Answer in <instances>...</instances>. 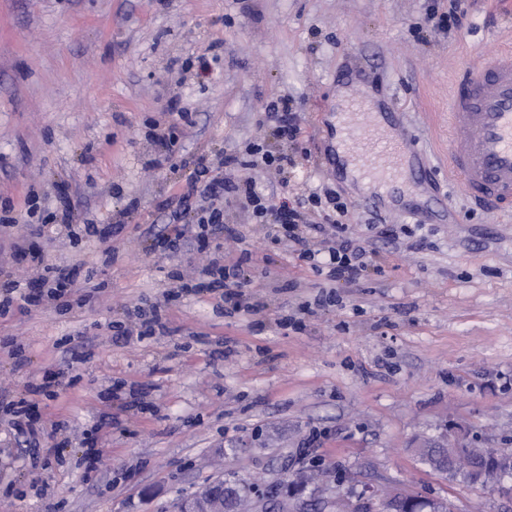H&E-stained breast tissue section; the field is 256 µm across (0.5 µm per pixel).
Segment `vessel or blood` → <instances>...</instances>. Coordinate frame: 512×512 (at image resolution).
Wrapping results in <instances>:
<instances>
[{
    "instance_id": "1",
    "label": "vessel or blood",
    "mask_w": 512,
    "mask_h": 512,
    "mask_svg": "<svg viewBox=\"0 0 512 512\" xmlns=\"http://www.w3.org/2000/svg\"><path fill=\"white\" fill-rule=\"evenodd\" d=\"M369 93L349 103L340 136L361 130L359 149H346L359 180L380 188L378 203L395 201L408 189L416 149L387 131L390 115L370 111ZM448 164L459 187L479 207L512 210V48L469 68L449 102Z\"/></svg>"
}]
</instances>
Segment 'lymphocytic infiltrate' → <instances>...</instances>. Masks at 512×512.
<instances>
[{"label": "lymphocytic infiltrate", "mask_w": 512, "mask_h": 512, "mask_svg": "<svg viewBox=\"0 0 512 512\" xmlns=\"http://www.w3.org/2000/svg\"><path fill=\"white\" fill-rule=\"evenodd\" d=\"M258 124L272 128L283 141L297 143L302 135L301 115L289 99L268 103L258 115ZM294 155L287 151L269 152L262 145H250L245 154L231 153L220 162L199 156L185 177L181 190L171 202L169 222L154 237L156 246L178 250L187 233L214 242V256L202 267L200 277L177 274L180 291L194 295L221 292L225 303L258 313L263 303L254 301L253 280L242 261L225 262V239H239V231L225 222L226 202L237 204L244 215L265 225L273 243H286L291 254L306 262L316 272L327 273L331 281L353 282L372 263L373 252L357 243L343 219L349 213L335 189L325 187L296 199L287 192L259 191L248 172L261 167L276 173L287 172L294 165ZM60 214H47L41 223L32 225L29 236H44L46 226L61 223L77 227L78 237L103 240L100 225L80 221L68 197L60 199ZM29 236L13 238L9 253L0 255V317L7 316L16 302L30 306L53 304L70 309L74 288L71 265L45 262L41 252L28 244ZM30 265L29 283L16 278L12 267L17 261Z\"/></svg>", "instance_id": "obj_1"}]
</instances>
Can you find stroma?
I'll return each mask as SVG.
<instances>
[{
  "instance_id": "stroma-1",
  "label": "stroma",
  "mask_w": 512,
  "mask_h": 512,
  "mask_svg": "<svg viewBox=\"0 0 512 512\" xmlns=\"http://www.w3.org/2000/svg\"><path fill=\"white\" fill-rule=\"evenodd\" d=\"M448 0H0V205L64 187L108 228L129 200L138 214L114 237L122 253L89 303L59 313L15 306L0 319V512H175L180 497L224 478L290 484L304 512H371L373 490L447 500L451 512H512V474L484 488L435 470L426 451L456 438L512 449V213L474 206L448 179V96L478 56L512 46V0H476L468 27L427 24ZM211 77L187 65L208 48ZM393 101L431 180L406 205L376 210L366 190L328 172L345 97ZM291 98L304 134L292 184L331 185L355 236L373 249L356 283L299 333L280 314L324 283L268 244L234 204L226 221L253 254L261 314L182 295L166 336H117L111 324L173 289L170 271L208 255L153 249L149 226L183 170L150 169L148 124L170 99L188 108L184 156L271 151L267 101ZM267 327L258 332L255 319ZM83 334L88 361L57 346ZM61 372L70 387L32 395ZM35 405L38 446L6 407ZM98 430L88 468L84 434Z\"/></svg>"
}]
</instances>
